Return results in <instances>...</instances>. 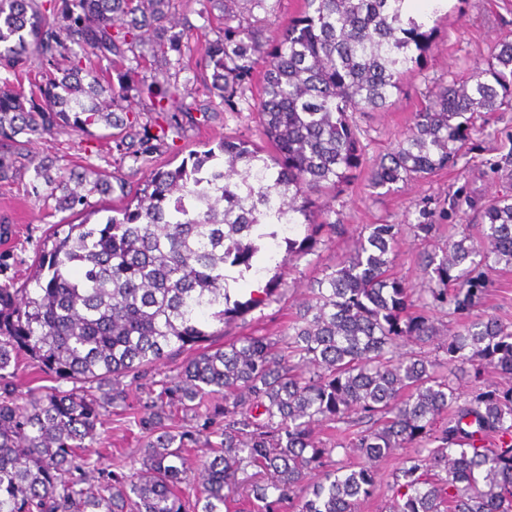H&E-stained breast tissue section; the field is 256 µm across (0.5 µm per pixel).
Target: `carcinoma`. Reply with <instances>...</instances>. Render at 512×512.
Masks as SVG:
<instances>
[{
    "label": "carcinoma",
    "instance_id": "obj_1",
    "mask_svg": "<svg viewBox=\"0 0 512 512\" xmlns=\"http://www.w3.org/2000/svg\"><path fill=\"white\" fill-rule=\"evenodd\" d=\"M173 2L0 0V183L31 169L32 188L45 186L58 210L112 192L92 168L70 179L53 161L16 152L19 137L103 128L126 154L157 151L167 138L159 120L177 103L190 111L197 94L179 82L193 34L171 21ZM237 4L224 0L205 63L213 93L235 112L248 101L254 56L266 53L253 108L274 154L226 137L173 170L154 167L117 215L56 225L34 287L0 286V512H232L243 483L253 512L293 500L298 512H357L379 491L372 463L412 444L419 455L388 486L387 512H512V325L487 311L472 316L491 273L512 268L511 195L485 208L480 241L463 232L427 257L429 287L393 272L396 225L369 224L283 336L212 347L210 323L260 304L234 298L230 283L336 233L320 199L362 168L352 113L391 105L417 62L412 51L425 52L432 35L404 0H304L272 37ZM149 60L164 66L166 81L144 74ZM129 98L142 109L116 117ZM509 102L512 41L429 97L367 169L368 186L390 191L454 164L475 116ZM444 308L461 323L437 344L443 356L399 351L402 340H433V314ZM186 350L194 356L175 380L148 389L154 412L138 421L147 433L140 458H117L110 481L91 482L83 450L100 440L102 412L124 400L121 379ZM22 355L81 389L20 395L13 379ZM467 365L463 391L452 372ZM488 366L504 383L486 385ZM216 395L221 427L218 414L199 413ZM174 403L203 422L163 429ZM318 424L339 442L317 441ZM202 440L209 455L194 467L187 448ZM338 448L361 462L334 460ZM249 467L255 472L240 480ZM193 472L190 496L183 485Z\"/></svg>",
    "mask_w": 512,
    "mask_h": 512
}]
</instances>
